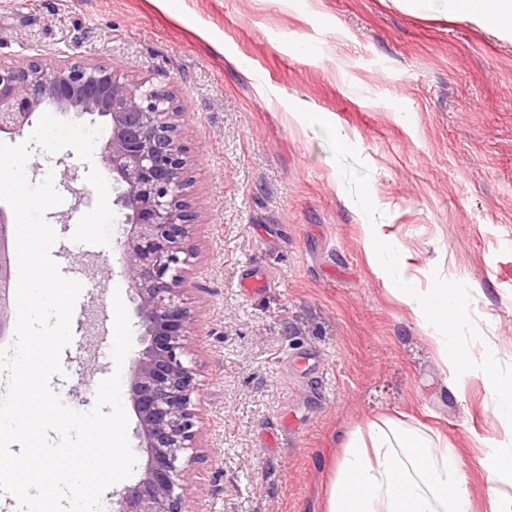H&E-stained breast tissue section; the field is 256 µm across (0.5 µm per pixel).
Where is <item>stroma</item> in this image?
I'll list each match as a JSON object with an SVG mask.
<instances>
[{"label":"stroma","instance_id":"stroma-1","mask_svg":"<svg viewBox=\"0 0 512 512\" xmlns=\"http://www.w3.org/2000/svg\"><path fill=\"white\" fill-rule=\"evenodd\" d=\"M76 53L170 86L195 159L198 259L189 298L207 457L193 512H326L345 436L393 418L448 439L471 512L494 404L476 371L444 366L427 330L376 275L357 195L421 287L466 296L465 343L512 374V41L395 0H0V64ZM322 112L329 126L296 116ZM350 136L341 168L333 127ZM89 166L32 147L30 182ZM90 209L46 219L78 278V347L51 387L88 411L113 362L112 296L135 303L120 250L73 242ZM249 269L268 274L244 297Z\"/></svg>","mask_w":512,"mask_h":512}]
</instances>
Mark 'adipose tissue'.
Instances as JSON below:
<instances>
[{
    "mask_svg": "<svg viewBox=\"0 0 512 512\" xmlns=\"http://www.w3.org/2000/svg\"><path fill=\"white\" fill-rule=\"evenodd\" d=\"M408 12L461 17L482 27L512 34V0H397ZM373 247L378 276L431 329L440 357L455 365L477 367L494 399V414L504 440L483 439L481 464L487 474L490 512H503L501 488L512 485V378L499 370L491 355H476L464 346L461 332L466 298L457 289L418 287L396 257L395 247L376 248V227H362ZM466 476L447 442L386 419L352 431L334 465L326 512H469Z\"/></svg>",
    "mask_w": 512,
    "mask_h": 512,
    "instance_id": "obj_1",
    "label": "adipose tissue"
}]
</instances>
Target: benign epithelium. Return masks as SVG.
Listing matches in <instances>:
<instances>
[{"label": "benign epithelium", "instance_id": "benign-epithelium-1", "mask_svg": "<svg viewBox=\"0 0 512 512\" xmlns=\"http://www.w3.org/2000/svg\"><path fill=\"white\" fill-rule=\"evenodd\" d=\"M108 119L103 176L124 210L122 273L134 292L141 345L130 369L139 479L112 493L109 512H192L193 464L205 458L196 429L199 370L191 348L197 316L189 302L199 218L184 104L173 91L117 74L73 54L50 69L37 57L0 65V135L20 136L40 109ZM15 224L0 207V337L14 309Z\"/></svg>", "mask_w": 512, "mask_h": 512}]
</instances>
